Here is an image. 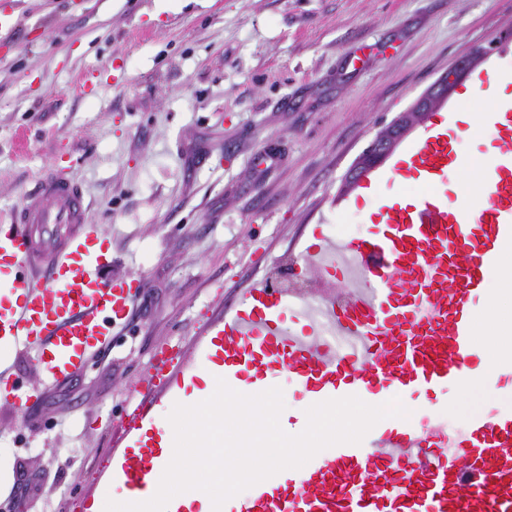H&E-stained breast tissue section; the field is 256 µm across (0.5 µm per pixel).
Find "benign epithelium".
<instances>
[{
    "instance_id": "7a95c632",
    "label": "benign epithelium",
    "mask_w": 512,
    "mask_h": 512,
    "mask_svg": "<svg viewBox=\"0 0 512 512\" xmlns=\"http://www.w3.org/2000/svg\"><path fill=\"white\" fill-rule=\"evenodd\" d=\"M493 51L494 46L492 45H477L459 58L454 67L445 76L439 78L408 111L401 113L392 124L376 136L347 175L345 187H353L365 171L381 164L410 129L420 123L426 114L434 111L448 100L453 82L475 69Z\"/></svg>"
}]
</instances>
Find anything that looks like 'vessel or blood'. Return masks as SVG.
Here are the masks:
<instances>
[{
    "instance_id": "1",
    "label": "vessel or blood",
    "mask_w": 512,
    "mask_h": 512,
    "mask_svg": "<svg viewBox=\"0 0 512 512\" xmlns=\"http://www.w3.org/2000/svg\"><path fill=\"white\" fill-rule=\"evenodd\" d=\"M485 119L487 201L449 203L443 187L463 160L456 134L434 114L426 133L392 167L415 180L417 197L381 207L366 234L338 241L314 229L304 265L341 284L348 299L313 303L259 282L225 306L201 344L203 366L228 385L271 381L285 372L315 403L355 395L382 404L438 393L475 375L483 348L476 320L484 284L512 243V110ZM81 186L55 172L26 190L0 223V341L38 345V366L70 378L93 349L110 345L137 291L103 277ZM151 382L172 401L187 392L188 364L163 356ZM127 424L112 453V482L128 501L150 499L169 451L164 432ZM221 512H512V410L474 416L461 432L435 418H392L359 444H340L228 499Z\"/></svg>"
}]
</instances>
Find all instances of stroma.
Segmentation results:
<instances>
[{"mask_svg": "<svg viewBox=\"0 0 512 512\" xmlns=\"http://www.w3.org/2000/svg\"><path fill=\"white\" fill-rule=\"evenodd\" d=\"M0 25V215L47 169L77 181L104 277L141 284L112 345L47 384L33 353L12 374L38 396L0 401V512H88L106 490L124 416L150 375L198 343L224 307L288 257L314 226L361 235L378 195L416 193L370 174L377 196L343 191L377 133L476 45L512 28V0H6ZM488 64L512 75V48ZM497 391L476 412L512 409V340Z\"/></svg>", "mask_w": 512, "mask_h": 512, "instance_id": "35a3bbf8", "label": "stroma"}]
</instances>
